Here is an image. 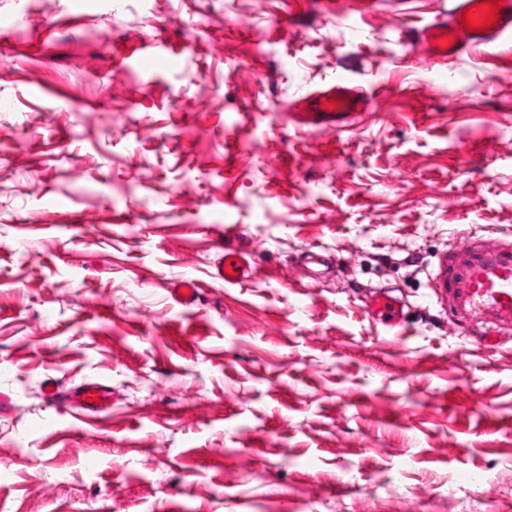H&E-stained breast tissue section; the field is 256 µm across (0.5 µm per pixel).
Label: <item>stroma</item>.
I'll list each match as a JSON object with an SVG mask.
<instances>
[{
  "label": "stroma",
  "instance_id": "35a3bbf8",
  "mask_svg": "<svg viewBox=\"0 0 512 512\" xmlns=\"http://www.w3.org/2000/svg\"><path fill=\"white\" fill-rule=\"evenodd\" d=\"M449 5L0 0V512H512V335L434 288L512 235V40L428 67L406 32ZM345 70L373 111L296 126ZM49 379L116 399L82 420ZM251 266L248 254L240 251H225L224 262L216 265L212 274L224 284L236 285L250 276ZM199 288L192 278H185L174 283L170 289L173 300L183 306L193 305L198 299ZM366 309L369 315L382 320L391 329L401 325L404 315L403 309L402 307H397L391 297L385 292H376L371 295L366 303Z\"/></svg>",
  "mask_w": 512,
  "mask_h": 512
}]
</instances>
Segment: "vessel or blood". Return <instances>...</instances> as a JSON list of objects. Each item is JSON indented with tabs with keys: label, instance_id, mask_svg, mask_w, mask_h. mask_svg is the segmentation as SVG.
<instances>
[{
	"label": "vessel or blood",
	"instance_id": "b4317fda",
	"mask_svg": "<svg viewBox=\"0 0 512 512\" xmlns=\"http://www.w3.org/2000/svg\"><path fill=\"white\" fill-rule=\"evenodd\" d=\"M479 2L453 0L445 19L411 31L408 42L421 47L433 65L476 49L494 53L503 39L512 35V0H492L499 7L493 25L472 31L464 24V14L475 10ZM373 106L372 99L362 97L355 86L339 78L318 92L297 98L293 109L299 127L324 131L353 126ZM250 273L248 256L240 251L225 252L223 262L213 270L215 278L229 285L239 284ZM435 285L440 289L441 302L447 303L461 324H468L472 314L478 313L482 316L480 335L512 334V239H501L493 248L475 242L449 248ZM198 292L197 283L191 278L177 281L170 290L173 300L183 306L193 305ZM366 309L390 328L401 324L403 310L386 293L371 295ZM46 398L49 404L71 407L85 416L104 413L112 405V391L101 382L82 383L69 393L52 384Z\"/></svg>",
	"mask_w": 512,
	"mask_h": 512
}]
</instances>
